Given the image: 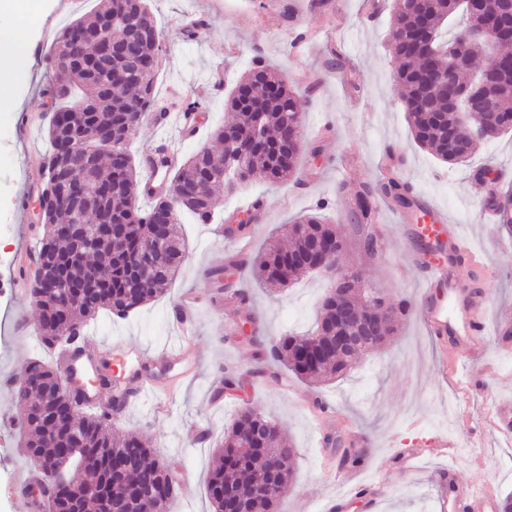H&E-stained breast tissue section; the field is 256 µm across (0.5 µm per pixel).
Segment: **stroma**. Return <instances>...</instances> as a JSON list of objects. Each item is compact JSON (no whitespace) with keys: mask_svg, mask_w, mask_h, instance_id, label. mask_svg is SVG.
Segmentation results:
<instances>
[{"mask_svg":"<svg viewBox=\"0 0 512 512\" xmlns=\"http://www.w3.org/2000/svg\"><path fill=\"white\" fill-rule=\"evenodd\" d=\"M148 3L162 46L158 98L198 103L207 117L204 131L190 140L166 130L181 159L208 144L210 129L230 121L224 97L258 57L301 90L299 106L309 126L296 177L281 184L256 180L243 192L223 197L228 215L252 196L263 197L262 211L244 233L245 244L218 239L215 225L182 215L190 257L167 292L128 319L103 310L88 324L101 358H111L113 341H127L139 350L142 364L150 366L151 381L162 384L171 369L157 354L180 340L171 312L186 294L204 297L193 315L195 373L171 397L168 414H157L153 397L139 394L114 421L177 465L183 487L172 512H210L206 483L212 455L245 405L279 422L296 449L293 482L279 512H322L339 497L344 500L340 512H438V478L446 470L463 483L512 493V442L498 439L489 422L491 397L512 392V355L496 349L498 322L512 317V234L484 211L499 184L512 183V135H500L473 157L471 165L491 168L482 181L473 178L471 166L442 163L415 147L388 50L394 0ZM97 5L98 0H68L35 21L10 105L0 110V377L18 378L31 359H51L39 342V315L29 292L10 294L3 287L15 280L23 251L36 243L34 202L50 121L44 90L55 78L54 42L63 27ZM304 28L312 37L300 53H293L291 40ZM390 144L403 153L405 180L445 211L470 251L488 267L483 279L487 333L479 353L485 374L473 378L461 368L443 371L440 351L414 312L404 318L390 345L336 380L314 385L278 361L257 365L255 346L243 332L226 330V322L250 310L261 319L267 341L305 332L329 281L315 274L273 290L235 274L231 287L220 292L207 272L230 254L254 257L282 225L317 203H326L347 243L346 261L360 272L363 286L391 302H414L423 286L410 267L409 253L417 243L406 237L396 206L376 199L377 224L388 235L371 256L353 216L355 192L382 179L384 150ZM229 376L236 379L235 388H225ZM319 402L329 407L335 430L369 436L363 467H348L339 447L325 452L318 447ZM18 419L10 389L0 385V450L8 452L0 457V512H19L17 486L26 463L19 453L23 430ZM205 432L210 438L204 442L200 436ZM442 435L454 444L450 454L420 458L408 472L395 463V448H428ZM363 483L384 485L377 508L354 496V488Z\"/></svg>","mask_w":512,"mask_h":512,"instance_id":"35a3bbf8","label":"stroma"}]
</instances>
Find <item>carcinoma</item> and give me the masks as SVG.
<instances>
[{
	"label": "carcinoma",
	"instance_id": "carcinoma-1",
	"mask_svg": "<svg viewBox=\"0 0 512 512\" xmlns=\"http://www.w3.org/2000/svg\"><path fill=\"white\" fill-rule=\"evenodd\" d=\"M117 10L123 17L115 29L136 39L142 60L157 58L161 50L155 39L158 27L147 0H99L97 9L90 15L75 19L62 30L52 53L54 69L66 72V87L51 84L45 89L46 96L55 100L47 131L49 158L45 179L57 180L58 197L52 203L43 204L37 216L43 236L37 240L35 249L36 272L54 281L55 288L38 291L36 278L30 290L31 296L38 297L39 339L46 349L63 341L59 334L68 324L80 330L102 309L124 318L163 293L187 260L178 224H169L165 229L161 248L168 255V262L162 271L147 282L139 280L135 272L136 262L144 260L156 245L159 237L156 217L163 211L173 210L177 214L187 211L200 223L208 224L219 213V207L210 203L227 180H235L240 189L254 178L270 184L286 181L294 174L303 147L299 93L267 66L256 62L240 76L225 98V109L236 114L235 121L215 129L212 137L222 144L227 131L250 129L259 120L263 148L246 159L231 177L225 176L224 154L200 148L169 173V186L177 189L196 183L202 187L205 200L179 204L175 198L162 195L153 198L149 209H142L137 202L139 162L128 148L135 130H130L124 139L100 138L98 134L126 120L124 108L128 101L140 102L145 111L156 105V70L153 67L135 70L124 56L116 54L112 55L108 67L103 68L98 62V45L81 36L82 32L100 26ZM501 10L502 0H484L480 16L471 14L456 0H395L388 48L397 62L394 77L405 100L410 134L417 146L443 163L469 164L481 146L509 129L504 114H512V29L507 26L503 27L500 38L492 42L473 39L468 60L482 58L484 64L477 70L468 65L455 75V83L463 87L491 66L499 70L489 87L496 111L482 113L480 137H472L441 101L427 110L415 107V101L427 93L428 72L444 66L449 49L463 41L468 31L476 29L482 20L499 18ZM255 78L278 87L276 94L263 101L260 116L242 96V88ZM108 82L112 83L110 97L103 89ZM287 127L293 130L296 142L288 146V153L282 158L281 139ZM451 128L466 145L467 153L458 154L449 147ZM89 167L95 182L109 185L112 190L108 195L94 196L91 208L78 216L66 205L65 197L69 184ZM377 195L401 208L412 206L410 186L405 182L388 177L366 184L354 199V216L362 228L374 221L373 199ZM511 199V194H495L488 201L500 211L509 228L512 213L506 202ZM89 222L119 224L121 231L112 238L100 236L90 243L79 232H68L71 224ZM283 234L288 238L287 243L277 239L269 242L246 266L231 257L227 265L208 271L209 277L222 288L226 268L246 269L260 282L287 287L310 272V268L297 261L298 256L308 253L316 237L332 236L336 230L329 218L315 212L283 225ZM408 314L407 303L391 304L384 318L390 333L397 331L400 319ZM246 320L257 346V358L262 360L260 320L251 312ZM332 331L333 304L326 296L319 304L315 329L301 336L280 337L272 351L295 375L318 381L344 376L369 353L386 345L377 341L362 346L355 350L353 361L345 354L329 350ZM62 381L61 366L34 359L28 363L26 375L12 386L26 434L21 452L31 463L28 483L40 490L46 512H113L117 504L107 489L119 483L140 486L154 501L158 512H169L179 489L164 490L158 481L170 460L139 437L114 432L112 412L107 406L97 413L74 418L79 397L61 387ZM250 428L268 435L258 442L260 450L253 453L241 449V436ZM277 452L283 462L295 454L282 427L251 408L241 409L215 449L216 459L206 486L213 512H224L226 491L242 498L245 512H277L278 503L287 494L293 478L291 467L283 465L279 489L269 490V457Z\"/></svg>",
	"mask_w": 512,
	"mask_h": 512
}]
</instances>
